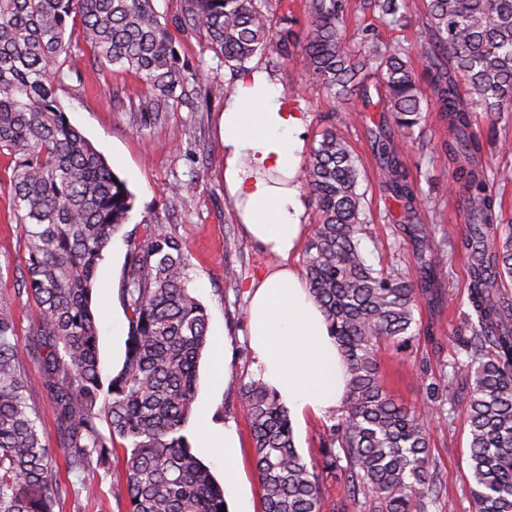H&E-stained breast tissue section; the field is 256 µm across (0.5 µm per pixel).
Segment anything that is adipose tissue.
Listing matches in <instances>:
<instances>
[{
    "label": "adipose tissue",
    "mask_w": 512,
    "mask_h": 512,
    "mask_svg": "<svg viewBox=\"0 0 512 512\" xmlns=\"http://www.w3.org/2000/svg\"><path fill=\"white\" fill-rule=\"evenodd\" d=\"M307 126L266 74L241 78L224 104V186L247 238L278 259L245 285L250 370L296 422L338 413L350 379L329 324L295 264L304 232L305 190L297 177ZM198 435L224 468L226 512L241 491L242 440L234 422L199 412Z\"/></svg>",
    "instance_id": "1"
}]
</instances>
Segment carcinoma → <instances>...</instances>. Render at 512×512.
<instances>
[{"label":"carcinoma","mask_w":512,"mask_h":512,"mask_svg":"<svg viewBox=\"0 0 512 512\" xmlns=\"http://www.w3.org/2000/svg\"><path fill=\"white\" fill-rule=\"evenodd\" d=\"M179 26L204 40L214 57L242 69L274 53L346 106L367 96L365 77L385 87L383 109L398 135L413 137L426 93L412 51L386 48L368 31L344 34L347 0H307L309 23L296 38L286 16L273 20L259 0H182ZM393 21L399 0H363ZM102 65L133 72L146 87L140 118L160 122L169 101L186 100L203 74L178 62V50L153 0H0V154L11 174L0 191L26 238L22 286L39 324L33 347L42 386L56 406L70 468L110 459L122 440L128 512H221L224 486L195 454L183 430L195 409L197 360L207 344L205 307L187 287V246L158 231L128 241L120 296L127 313L126 358L103 379L92 308L95 275L112 237L130 220L134 196L102 153L66 118L56 91L59 58H72L68 19ZM418 54L430 74L451 137L444 145L448 191L469 218L448 234L467 257L466 359L451 363L445 401L459 406L456 381L475 375L463 409L468 427L474 512H512V228L501 232L494 185L512 171L482 162L473 131L477 111L512 112V0H427ZM381 186L415 235L417 195L394 142H377ZM360 169L351 145L323 131L301 181L315 206L305 274L350 373L338 421L323 442L322 466L296 451L288 410L259 380L240 385L250 423L263 512H325L323 474L346 461L347 492L368 495L370 512H429L440 503L442 476L430 454V421L384 387L383 343L402 346L414 322L418 285L395 269L367 263ZM16 322L0 300V512H56L61 497L26 397ZM108 432H103L101 424Z\"/></svg>","instance_id":"cac0c4a2"}]
</instances>
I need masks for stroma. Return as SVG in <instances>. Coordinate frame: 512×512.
<instances>
[{"label": "stroma", "instance_id": "35a3bbf8", "mask_svg": "<svg viewBox=\"0 0 512 512\" xmlns=\"http://www.w3.org/2000/svg\"><path fill=\"white\" fill-rule=\"evenodd\" d=\"M161 22L176 37L180 61L192 70L204 69L207 81H238L240 74L215 59L206 43L178 25L181 0H154ZM405 19L391 25L381 15L363 10L360 0H349L346 34L356 39L369 30L388 46H417L425 0H403ZM67 32L78 61L68 69L57 90V98L70 123L79 129L106 157L113 171L124 179L135 195V208L127 224L112 238L98 266L93 294L97 313L98 352L103 376H110L124 357L122 337L128 332L126 311L119 298L122 267L131 237L145 235L151 228L186 243L189 249L188 286L208 313V342L231 340L235 368L242 381L251 378L246 343L247 302L244 285L257 276L272 259L241 232L233 201L224 192V146L218 121L224 111L219 97L195 94L192 103L170 105L161 124L144 126L136 109L145 89L131 74L102 67L84 42L79 21H71ZM246 71L262 70L288 97L290 105L306 113L309 124L306 147L316 146L323 130L335 128L346 138L361 170L359 189L365 194L370 221L362 236L360 250L378 268H398L415 282H425L411 327L408 346L383 347L379 353L386 390L398 401L428 411L432 420L431 454L456 512H471L468 484L467 429L462 419L443 421L439 401L427 385L448 382V364L459 356V336L465 335L463 311L449 304V293L464 294L466 264L454 257L446 268L429 267L427 258L447 250L449 233H461L467 222L465 212L448 194V167L441 149L448 139V125L431 104H424L425 119L413 139L399 150L414 189L423 203L420 218L431 227L428 238L410 232L396 220L397 210L386 197L378 176L375 142L382 136L396 137L392 124L381 112L384 92L377 79H369L368 98H356L354 108L367 112L364 123L343 126L336 117L340 105L324 90L310 84L293 66H285L271 54L254 56ZM474 130L483 143L484 159L495 167L512 169V155L499 153L501 141L512 140V115L491 121L485 113L474 115ZM185 187L180 205L170 206L166 191L173 184ZM10 199L0 192V297L12 307L18 332L19 357L31 382L28 402L37 410L41 433L53 450L58 484L65 488L61 512H127V501L119 491L125 482L122 460L91 463L83 470L68 469L60 451L62 437L57 427L56 409L41 387L39 363L30 349L31 333L38 325L35 307L19 284L25 271L26 249L19 224L9 219ZM238 277L224 278L225 266ZM212 353L204 351L199 363L196 405L207 408L213 422L223 425L234 419L240 432L242 450V495L252 512H261L262 497L257 478L249 420L240 405L239 392L215 386L211 378ZM336 416L310 418L295 426L298 453L305 462L320 464L322 441L336 423Z\"/></svg>", "mask_w": 512, "mask_h": 512}]
</instances>
